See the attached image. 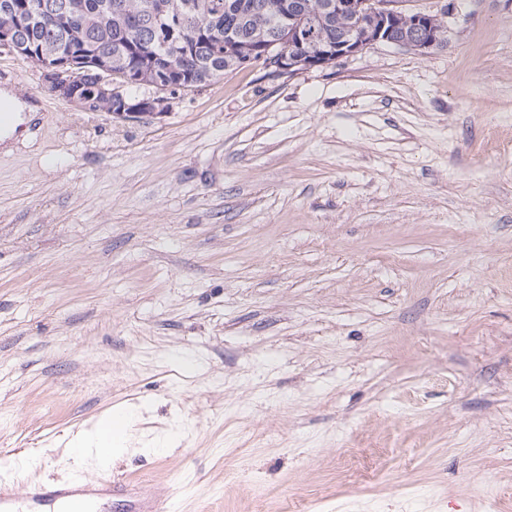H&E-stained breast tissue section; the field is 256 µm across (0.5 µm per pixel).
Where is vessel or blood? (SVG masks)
<instances>
[{
  "label": "vessel or blood",
  "mask_w": 512,
  "mask_h": 512,
  "mask_svg": "<svg viewBox=\"0 0 512 512\" xmlns=\"http://www.w3.org/2000/svg\"><path fill=\"white\" fill-rule=\"evenodd\" d=\"M128 477L77 479L64 485L38 486L19 492L0 490V512H103L115 498H127V512H171L173 501L141 495Z\"/></svg>",
  "instance_id": "1"
}]
</instances>
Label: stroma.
Listing matches in <instances>:
<instances>
[{"instance_id":"35a3bbf8","label":"stroma","mask_w":512,"mask_h":512,"mask_svg":"<svg viewBox=\"0 0 512 512\" xmlns=\"http://www.w3.org/2000/svg\"><path fill=\"white\" fill-rule=\"evenodd\" d=\"M422 54L261 64L155 119L0 149V486L142 479L178 512H512V0ZM137 409L133 453L74 437Z\"/></svg>"}]
</instances>
